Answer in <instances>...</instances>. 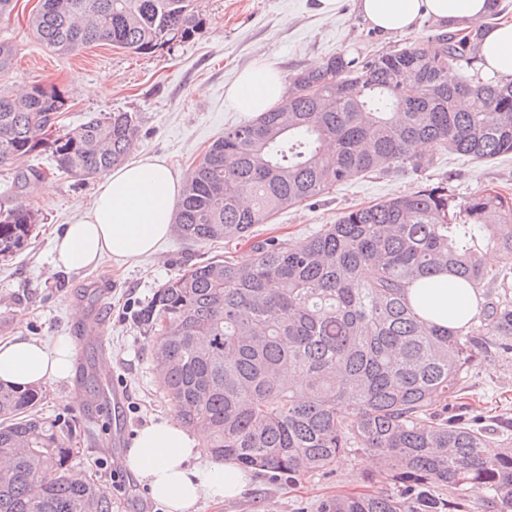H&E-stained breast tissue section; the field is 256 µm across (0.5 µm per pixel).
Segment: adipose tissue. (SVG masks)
Instances as JSON below:
<instances>
[{
	"instance_id": "ef3b65f1",
	"label": "adipose tissue",
	"mask_w": 512,
	"mask_h": 512,
	"mask_svg": "<svg viewBox=\"0 0 512 512\" xmlns=\"http://www.w3.org/2000/svg\"><path fill=\"white\" fill-rule=\"evenodd\" d=\"M497 5L498 0H358L363 20L386 35L412 32L424 17L447 31L462 32ZM477 56L484 78L512 76V21L487 28ZM286 91L282 74L260 62L239 73L225 100L234 110L255 116L279 103ZM180 186L178 173L160 156H137L113 167L99 181L91 205L55 238V266L86 269L105 258L122 266L158 254L172 230ZM411 296L420 312L448 329L461 327L476 312L473 290L445 273L428 278L426 287L412 289ZM72 370L67 337L50 344L26 336L0 340L2 383L39 385L67 379ZM125 465L166 512H195L204 498H237L251 482L236 463L212 458L203 436L173 417L142 428L126 450Z\"/></svg>"
}]
</instances>
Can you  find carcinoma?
Returning <instances> with one entry per match:
<instances>
[{"instance_id":"obj_1","label":"carcinoma","mask_w":512,"mask_h":512,"mask_svg":"<svg viewBox=\"0 0 512 512\" xmlns=\"http://www.w3.org/2000/svg\"><path fill=\"white\" fill-rule=\"evenodd\" d=\"M28 30L74 55L107 43L138 55L171 50L204 27L196 0H44ZM481 26L358 61L331 55L289 77L284 100L224 130L187 173L175 216L196 242L244 240L278 212L372 173L433 167L436 152L493 160L512 153V79L460 70L477 62ZM15 44L0 40V165L50 154L86 180L121 164L138 139L135 112L55 130L69 109L55 88L3 80ZM494 112L496 121L486 115ZM0 202V256L23 248L39 214ZM500 254L487 266L483 250ZM445 271L481 298L448 329L423 317L411 288ZM152 335L160 387L175 415L207 434L219 460L297 482L352 451L379 460L390 494H336L317 512H471L461 489L512 512V448L486 452L487 431L449 413L481 353L512 354V195L458 201L448 181L343 212L300 242L265 239L252 258L188 265L137 312ZM295 373L293 385L282 381ZM44 393L0 382V512H112Z\"/></svg>"}]
</instances>
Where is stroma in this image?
Wrapping results in <instances>:
<instances>
[{
  "instance_id": "obj_1",
  "label": "stroma",
  "mask_w": 512,
  "mask_h": 512,
  "mask_svg": "<svg viewBox=\"0 0 512 512\" xmlns=\"http://www.w3.org/2000/svg\"><path fill=\"white\" fill-rule=\"evenodd\" d=\"M197 6L205 19L202 33L172 50L141 56L100 43L64 56L34 40L26 27L32 0H17L11 20L0 23V39L18 48L8 81L20 88L56 86L69 97L71 110L64 117L68 124L105 112L138 113L134 154L166 156L184 175L225 129L245 121L244 113L224 102L228 86L243 67L262 59L288 77L337 52L369 57L443 31L425 19L414 32L380 34L359 16L356 0H338L330 15L319 11L318 0H198ZM76 85L92 88V95L72 96ZM29 165L34 174L22 198L40 209L42 221L22 250L0 257V339L73 338L77 328L104 322L102 344L74 341L73 360L106 364L107 375L128 394L123 412L103 408L90 413L80 400L84 390L73 378L44 384L46 398L39 411L71 427L72 445L78 450L72 467L96 477L112 498V512H166L139 479L120 483L112 472L114 449L108 441L117 418H126L130 434L135 435L149 420L173 415L156 379L151 338L135 314L184 265L215 254L238 261L251 256L253 243L245 239L191 244L174 233L159 255L131 265L118 268L106 260L92 270L57 267L51 255L52 234L90 205L96 182L58 172L46 154L30 159ZM441 180L461 200L488 187L512 193V155L481 162L444 151L432 168L419 175L369 174L281 211L260 226L258 234L263 239L303 241L322 225L335 223L347 208L371 205ZM35 184L52 199V208H43L33 195ZM87 288L97 289L100 299L95 311L78 321L72 312L80 308L78 296ZM465 387L475 418L489 433L490 448L499 449L501 422L512 418V358L490 352L478 356ZM377 474L364 453L342 457L332 473H312L294 485L256 473L241 497L202 500L197 512H315L321 499L338 493L382 491Z\"/></svg>"
}]
</instances>
